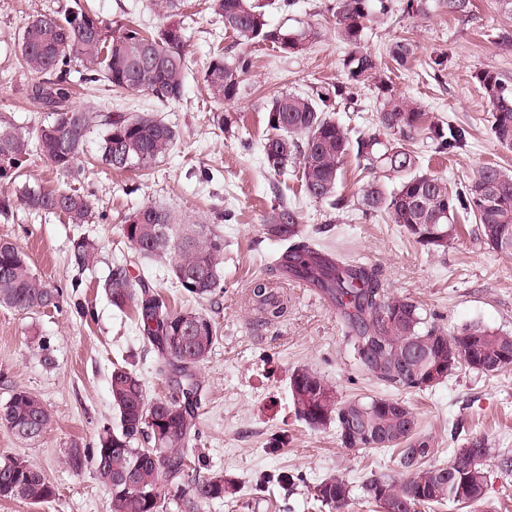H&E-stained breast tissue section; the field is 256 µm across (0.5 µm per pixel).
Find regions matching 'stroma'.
<instances>
[{
  "instance_id": "35a3bbf8",
  "label": "stroma",
  "mask_w": 512,
  "mask_h": 512,
  "mask_svg": "<svg viewBox=\"0 0 512 512\" xmlns=\"http://www.w3.org/2000/svg\"><path fill=\"white\" fill-rule=\"evenodd\" d=\"M474 3V11L463 17L435 8L415 15L394 10L370 24L362 41L365 50L380 58L393 94L416 99L432 121L466 128L467 143L454 153L442 156L425 145L417 147L424 171L457 184L486 164L512 169V152L499 147L489 133L490 108L476 79L483 70L512 79V38H501L505 32L512 35V17L500 12L496 0ZM78 5L107 23L147 29L162 23L154 0H0V121L28 133L44 120L46 110L27 94L40 76L23 65L18 34L37 14ZM334 5L335 0H294L286 8L282 0H271L272 25L300 29L311 24L320 36L293 55L268 46L251 48L253 67L238 100L226 108L234 123L224 132L213 126L202 74L215 46L228 55L239 47L205 0L180 3L182 14L190 18L191 71L179 101L119 94L105 82H85V68L73 67L69 81L75 93L69 107H91L106 115L151 112L176 130L178 140L174 151L143 177L98 163L85 166L70 182L39 155H31L28 180L78 189L91 204L89 223L70 224L20 204L0 210V240L20 246L33 273L61 293L58 308L36 313L0 305V405L14 391L25 390L53 416L51 426L34 441L20 439L0 424V460L25 458L56 488L49 508L0 498V512H110L109 490L92 468L70 467V449L97 447L104 429L118 428L110 395L115 368L135 373L148 398L173 393L132 311L113 307L104 291L113 265L125 259L133 262L134 274L169 298L171 307L197 308L217 328L218 340L197 371L198 435L187 455L200 473L237 481L240 502L234 509L216 502L208 512H310L311 489L331 475L351 482L358 497L351 512H369L360 499L361 486L370 476L394 474L393 453L343 448L332 428L313 429L298 421L292 405L290 375L301 367L318 371L343 398L382 394V387L350 366L340 312L315 289L298 287L278 273L273 282L288 299L282 321L265 323L250 300L251 280L264 273L280 249L263 230L273 203L298 207L305 231L373 265L388 295L417 301L427 312L441 315L448 329L480 322L512 333V258L485 250L470 236L445 254H428L397 225L368 221L351 209L334 210L309 199L298 173L274 176L265 169V100L345 78L348 48L336 34ZM401 39L415 48L406 70L395 69L386 53ZM439 56L446 57L447 67L437 75L432 63ZM353 96L351 104L339 108L338 119L372 129L381 99L378 88L368 83L354 89ZM146 204L170 209L185 223L209 225L223 238L221 287L211 298L198 302L182 296L172 288L166 265L136 257L122 226ZM81 236L97 247L95 262L87 268L71 259L73 241ZM400 398L434 436L438 461H451L475 437L486 438L497 451L512 452V371L462 369L436 387L404 392ZM485 468L487 502L478 512H512V472H502L493 457ZM283 471L294 475L293 485L256 491L257 480Z\"/></svg>"
}]
</instances>
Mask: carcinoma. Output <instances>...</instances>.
Instances as JSON below:
<instances>
[{
    "instance_id": "cac0c4a2",
    "label": "carcinoma",
    "mask_w": 512,
    "mask_h": 512,
    "mask_svg": "<svg viewBox=\"0 0 512 512\" xmlns=\"http://www.w3.org/2000/svg\"><path fill=\"white\" fill-rule=\"evenodd\" d=\"M180 0H156L168 18L154 34L129 24L106 25L82 9L40 13L24 22L17 48L29 70L53 73L54 79L31 84L29 96L49 110L51 119L28 137L11 124L0 125V180L16 181L23 173L35 144L40 157L56 171L73 175L81 170L87 137L102 125L97 161L114 170H151L176 146V131L149 112L102 120L90 108H69L70 67L91 66L90 80L106 82L117 93H147L162 102L178 101L189 69L190 35L184 21L175 20ZM450 16L472 12L473 0H437ZM266 0H210L209 9L224 23L238 44H270L281 53L294 54L299 43L317 37L312 27L291 30L274 27L267 20ZM391 0H336V33L349 48L344 66L346 81L314 85L303 94L280 93L265 108L267 137L262 154L267 168L280 175L295 168L305 194L315 202L342 209L353 203L361 215L397 224L415 244L428 253L443 252L457 239L463 225L474 224L477 240L493 253L512 256V172L498 165H483L460 185L428 173L418 166L419 141L447 154L465 139L458 126L431 123L411 98L389 92L381 79L380 58L363 49L367 24L389 14ZM391 59L406 66L414 45L406 39L389 48ZM253 66L244 50L232 57L224 49L213 53L203 72V83L215 104V122L224 130L232 121L224 106L234 103L245 75ZM380 79L382 90L372 133L346 126L331 113L338 98H351L350 89ZM490 106L489 132L503 149L512 150V82L486 70L476 75ZM355 156L359 170L382 177L360 187L356 199L337 195L342 166ZM17 200L24 207L65 217L71 224H87L92 216L88 199L74 188L47 189L27 183ZM299 211L283 203L271 207L264 230L284 246L279 256L282 271L324 290L343 314L348 328L347 356L359 373L395 391L431 388L426 377L435 373L443 382L461 367L480 370L493 362L489 373L512 369V335L470 323L450 334L440 319L426 316L416 302L385 295L375 269L356 264L322 248L300 228ZM123 234L137 254L152 260H171L170 274L182 294L205 299L220 287L219 256L224 239L204 224H182L168 210L151 204L133 212ZM81 268L96 258L95 244L84 237L73 243L71 254ZM104 288L112 305L135 307L144 339L160 354L165 371L179 377L181 396L150 399L143 383L124 368L112 371L110 393L119 412L120 426L99 436L92 453L70 450L68 464L75 470L89 465L109 488L112 512H161V501H172L178 512H205L215 501L237 502L236 482L222 474L187 476L184 449L195 427L199 383L196 371L217 341V330L203 313L174 309L166 297L142 284L130 286L128 267L112 268ZM60 298L32 273L26 254L17 245L0 249V305L26 313L54 306ZM250 299L267 320L284 316L286 306L273 293L270 282L256 277ZM508 357L501 358L502 353ZM296 417L312 428H336L344 448L372 450L369 436L388 434L384 448L395 452L398 475H375L362 486L364 498L381 512H425L447 503L474 509L486 493L484 462L491 449L483 437L469 447L480 452L457 461H435L437 448L417 414L404 401L390 395L340 400L336 389L317 371L298 368L290 375ZM51 414L35 395L13 392L0 406V423L24 440L40 437ZM131 468L139 487L120 491L112 479ZM55 487L23 458L0 461V497L49 506ZM313 504L333 512L353 499L350 483L331 476L313 486Z\"/></svg>"
}]
</instances>
